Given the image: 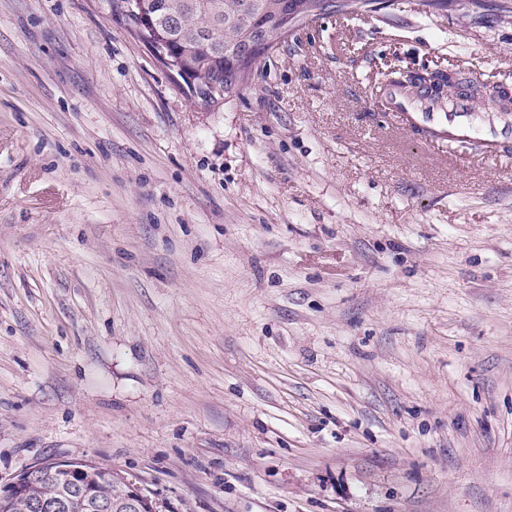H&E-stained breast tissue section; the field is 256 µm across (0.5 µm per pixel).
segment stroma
Segmentation results:
<instances>
[{
	"instance_id": "35a3bbf8",
	"label": "stroma",
	"mask_w": 512,
	"mask_h": 512,
	"mask_svg": "<svg viewBox=\"0 0 512 512\" xmlns=\"http://www.w3.org/2000/svg\"><path fill=\"white\" fill-rule=\"evenodd\" d=\"M499 0L327 14L215 108L110 0H0V479L159 512H512V154L394 69L512 92ZM388 85L395 87V90L408 87L407 84L395 79H390ZM395 90L388 95L391 106L397 111H401L411 125L421 127L426 131L428 147L438 148L444 145L445 141L449 143L465 140L474 135L470 117L472 103L468 99H459L454 112H448L447 115L437 112H413L405 93ZM83 469L77 466H71L65 461L51 463H37L30 465L15 474L9 480L2 482L0 480V502L5 506L11 502L23 497L27 493L28 485L44 473L49 475H62L71 485L72 491L78 492L87 499L88 507L96 512H128L120 506L126 491L124 477L118 472H112V476L103 472H94L92 482L95 485V491L101 498L112 497V502L97 498L94 491L88 485L79 481ZM65 490L63 482L59 478H49L33 484L29 489V495L26 499L18 500L7 507L5 512H67L69 509L70 495L63 494L53 499L50 498L60 495ZM83 502H77L74 508L68 512H92Z\"/></svg>"
}]
</instances>
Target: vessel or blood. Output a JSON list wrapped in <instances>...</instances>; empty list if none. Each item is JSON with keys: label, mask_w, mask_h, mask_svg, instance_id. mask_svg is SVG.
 <instances>
[{"label": "vessel or blood", "mask_w": 512, "mask_h": 512, "mask_svg": "<svg viewBox=\"0 0 512 512\" xmlns=\"http://www.w3.org/2000/svg\"><path fill=\"white\" fill-rule=\"evenodd\" d=\"M389 99L391 106L401 111L411 125L426 131L429 147L437 148L447 142L464 140L474 133L470 117L472 104L468 99H459L454 112L445 115L413 111L405 93L402 92L391 91Z\"/></svg>", "instance_id": "1"}]
</instances>
